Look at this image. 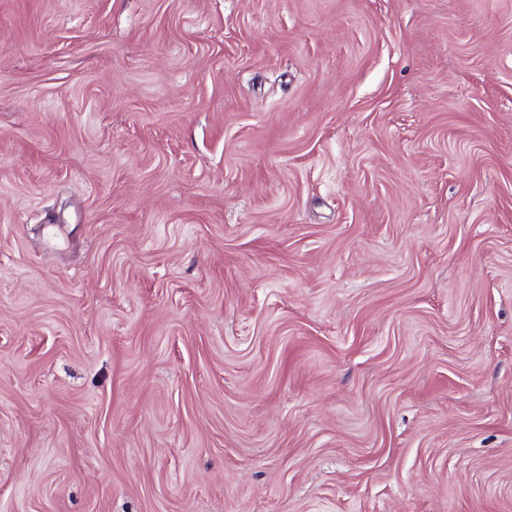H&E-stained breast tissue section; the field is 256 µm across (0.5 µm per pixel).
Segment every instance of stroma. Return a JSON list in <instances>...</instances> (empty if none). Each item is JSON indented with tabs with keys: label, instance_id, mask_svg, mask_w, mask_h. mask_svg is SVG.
Masks as SVG:
<instances>
[{
	"label": "stroma",
	"instance_id": "stroma-1",
	"mask_svg": "<svg viewBox=\"0 0 512 512\" xmlns=\"http://www.w3.org/2000/svg\"><path fill=\"white\" fill-rule=\"evenodd\" d=\"M0 512H512V0H0Z\"/></svg>",
	"mask_w": 512,
	"mask_h": 512
}]
</instances>
